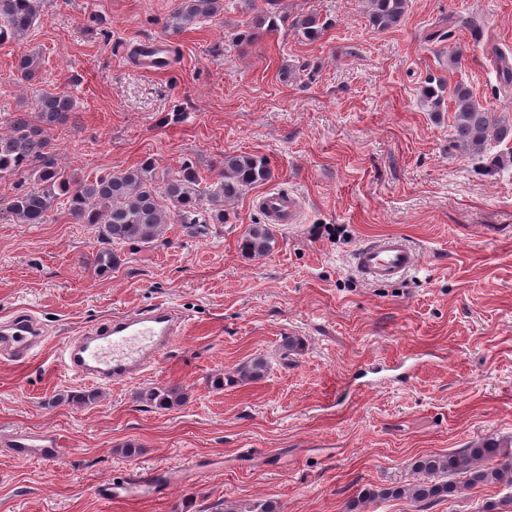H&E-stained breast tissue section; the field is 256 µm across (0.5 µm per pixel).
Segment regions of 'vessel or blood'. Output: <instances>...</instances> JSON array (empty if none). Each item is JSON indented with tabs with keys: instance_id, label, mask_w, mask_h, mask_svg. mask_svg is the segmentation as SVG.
Returning a JSON list of instances; mask_svg holds the SVG:
<instances>
[{
	"instance_id": "b4317fda",
	"label": "vessel or blood",
	"mask_w": 512,
	"mask_h": 512,
	"mask_svg": "<svg viewBox=\"0 0 512 512\" xmlns=\"http://www.w3.org/2000/svg\"><path fill=\"white\" fill-rule=\"evenodd\" d=\"M267 223L294 224L299 220L300 198L294 193L268 192L260 201ZM361 276L370 282L395 281L418 268L421 257L399 235H384L358 247L352 257ZM184 325L182 316L160 304L141 313L118 316L60 348L62 368L83 381L102 386L134 379L155 366ZM38 322L25 315L0 324V354L16 362L33 358L41 342ZM14 453L43 462L64 452L52 434L22 436Z\"/></svg>"
}]
</instances>
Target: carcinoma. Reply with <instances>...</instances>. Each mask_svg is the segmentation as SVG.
<instances>
[{"mask_svg": "<svg viewBox=\"0 0 512 512\" xmlns=\"http://www.w3.org/2000/svg\"><path fill=\"white\" fill-rule=\"evenodd\" d=\"M44 0H0V38H21L33 27ZM407 0H369V20L378 29H388L402 19ZM222 7L221 0H178L169 28L180 31L200 18L209 17ZM302 38L320 37L326 22L317 14H308L292 23ZM40 60L27 55L17 65V76L29 79ZM424 97L434 110L450 100L454 111V134L459 145L481 156L489 137L499 141L512 139V127L495 125L491 113L473 98L470 89L459 83L448 91L445 80L428 82ZM73 100L67 92L46 90L34 112L11 116L10 133H0V179L21 178L17 192L6 209L19 224H45L49 213L60 201L76 224H97L110 244L141 242L149 244L164 235L170 224L181 225L190 236L205 233L207 225L224 223V201L237 197L245 188L272 177L269 161L249 154L224 156L216 180L201 187L203 177L193 164L156 186L154 168L145 161L136 168L116 170L92 179L78 178L58 166L51 130L69 121ZM33 180L34 186L24 182ZM276 238L269 224H251L240 239L241 251L249 257L265 256L273 251ZM116 256L108 248H99L83 258V263L103 275L112 271ZM268 362L260 357L245 362L237 371L239 378L256 381L268 372ZM150 406L169 409L183 400L177 387L150 388L142 393ZM412 470L419 475L411 483H392L383 487H364L347 505V512L376 500L407 498L423 509L433 508L457 491V482L473 487L501 484L512 487V445L487 439L448 455H425L415 459Z\"/></svg>", "mask_w": 512, "mask_h": 512, "instance_id": "carcinoma-1", "label": "carcinoma"}]
</instances>
